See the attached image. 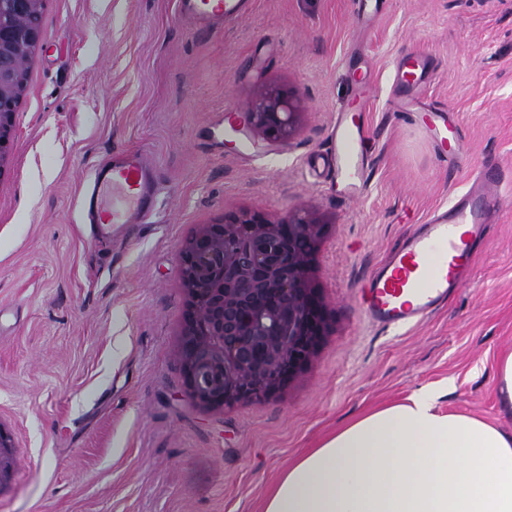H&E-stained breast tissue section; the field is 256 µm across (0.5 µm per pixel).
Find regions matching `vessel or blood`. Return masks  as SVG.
<instances>
[{"label":"vessel or blood","instance_id":"b4317fda","mask_svg":"<svg viewBox=\"0 0 512 512\" xmlns=\"http://www.w3.org/2000/svg\"><path fill=\"white\" fill-rule=\"evenodd\" d=\"M177 5L185 24L215 29L225 18L243 15L249 0H177ZM428 77L426 56L411 51L396 61L394 82L405 93L401 111L420 105L417 91ZM370 137L368 126L357 123L347 112H339L333 131L334 149L316 156V168L333 171L347 194L364 190L370 171L363 145ZM109 191L122 195V212L107 209L105 194ZM510 200L512 194L491 183L480 193H465L419 225L368 277L362 289L367 318L389 328L419 322L433 313L447 301L449 293L466 282L475 247L484 239L490 217ZM155 201L151 166L140 152L127 150L94 168L80 206L86 223L98 225L101 234L108 235L114 225L142 223ZM460 224L466 225L465 234L454 235V227Z\"/></svg>","mask_w":512,"mask_h":512}]
</instances>
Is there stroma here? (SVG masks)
<instances>
[{"instance_id": "obj_1", "label": "stroma", "mask_w": 512, "mask_h": 512, "mask_svg": "<svg viewBox=\"0 0 512 512\" xmlns=\"http://www.w3.org/2000/svg\"><path fill=\"white\" fill-rule=\"evenodd\" d=\"M409 50L436 72L425 102L458 117L455 164L433 113L394 109ZM357 69L371 76V175L348 197L307 155L329 150ZM269 88L299 99L291 143L228 129L213 145L225 107ZM18 112L0 170V427L14 440L0 512H263L297 457L421 388L441 412L512 431L494 376L512 350V208L428 318L382 329L360 300L404 236L484 168L512 170V0H386L363 27L353 0H252L209 33L181 22L176 0H44ZM122 150L155 168L157 209L135 239H104L80 195ZM297 209L324 225L313 278L328 331L269 397L203 407L178 358L181 246L229 212Z\"/></svg>"}]
</instances>
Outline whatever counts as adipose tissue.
<instances>
[{
    "label": "adipose tissue",
    "mask_w": 512,
    "mask_h": 512,
    "mask_svg": "<svg viewBox=\"0 0 512 512\" xmlns=\"http://www.w3.org/2000/svg\"><path fill=\"white\" fill-rule=\"evenodd\" d=\"M263 512H512V432L422 388L302 454Z\"/></svg>",
    "instance_id": "adipose-tissue-1"
}]
</instances>
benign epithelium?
Wrapping results in <instances>:
<instances>
[{
    "instance_id": "obj_1",
    "label": "benign epithelium",
    "mask_w": 512,
    "mask_h": 512,
    "mask_svg": "<svg viewBox=\"0 0 512 512\" xmlns=\"http://www.w3.org/2000/svg\"><path fill=\"white\" fill-rule=\"evenodd\" d=\"M44 0H0V167L25 90L23 72L41 40ZM248 128L266 142L293 139L300 116L290 92L269 89L246 105ZM323 226L315 213L286 218L232 213L183 244L189 304L180 363L186 392L222 408L277 391L311 358L326 320L312 279Z\"/></svg>"
}]
</instances>
